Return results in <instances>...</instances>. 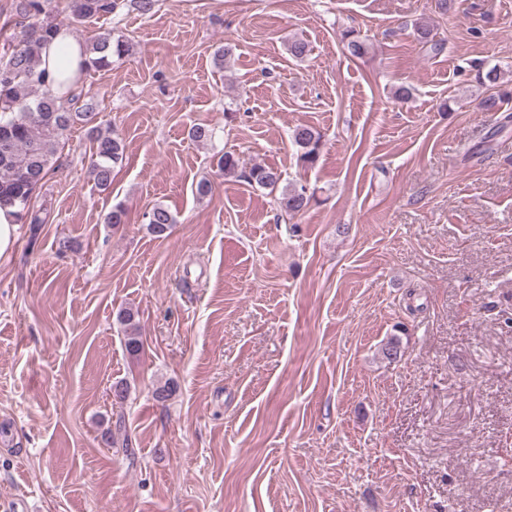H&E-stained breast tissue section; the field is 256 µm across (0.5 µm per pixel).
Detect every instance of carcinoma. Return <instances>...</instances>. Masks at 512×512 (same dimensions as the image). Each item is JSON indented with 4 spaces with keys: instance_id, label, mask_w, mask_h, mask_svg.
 I'll use <instances>...</instances> for the list:
<instances>
[{
    "instance_id": "obj_1",
    "label": "carcinoma",
    "mask_w": 512,
    "mask_h": 512,
    "mask_svg": "<svg viewBox=\"0 0 512 512\" xmlns=\"http://www.w3.org/2000/svg\"><path fill=\"white\" fill-rule=\"evenodd\" d=\"M158 0H63L58 9L54 0H10L9 16L13 19L10 46L0 53V205L18 209V220L42 224L38 212L30 210L33 193L47 178L60 139L75 125L90 127L94 135V151L89 161V174L96 185L107 189L112 184V171L124 154L122 140L94 125L97 113L92 103L84 99L83 88L73 86L66 97L55 95L50 74L40 68V48L53 39L54 33L66 20L89 21L100 16L135 11L142 16L154 13ZM344 49L352 57H361L365 42L352 31L343 34ZM130 51L123 36L110 30L99 34L86 45V61L81 73L112 65V58ZM479 85L497 88L503 78L501 68L487 70L478 67ZM294 144L301 150L299 161L313 166L319 157L322 135L308 125L293 130ZM224 174L243 179L251 186L275 188L280 174L273 169L254 164L239 169L231 154L220 160ZM311 201L306 187L293 188L283 195L280 207L290 216L304 212ZM145 224L157 238L167 236L176 219L163 204H155L144 213ZM137 313L124 308L117 314L122 326L124 344L135 356L142 349Z\"/></svg>"
}]
</instances>
